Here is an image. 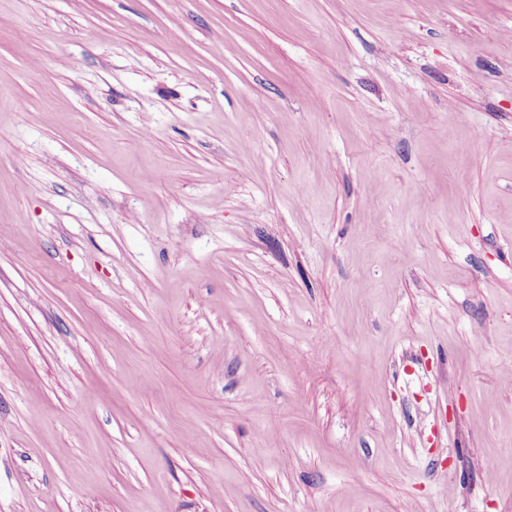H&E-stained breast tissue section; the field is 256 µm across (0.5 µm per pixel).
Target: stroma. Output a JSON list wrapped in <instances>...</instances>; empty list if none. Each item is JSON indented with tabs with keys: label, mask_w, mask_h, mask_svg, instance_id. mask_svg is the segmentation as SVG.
Here are the masks:
<instances>
[{
	"label": "stroma",
	"mask_w": 512,
	"mask_h": 512,
	"mask_svg": "<svg viewBox=\"0 0 512 512\" xmlns=\"http://www.w3.org/2000/svg\"><path fill=\"white\" fill-rule=\"evenodd\" d=\"M512 0H0V512H512Z\"/></svg>",
	"instance_id": "35a3bbf8"
}]
</instances>
